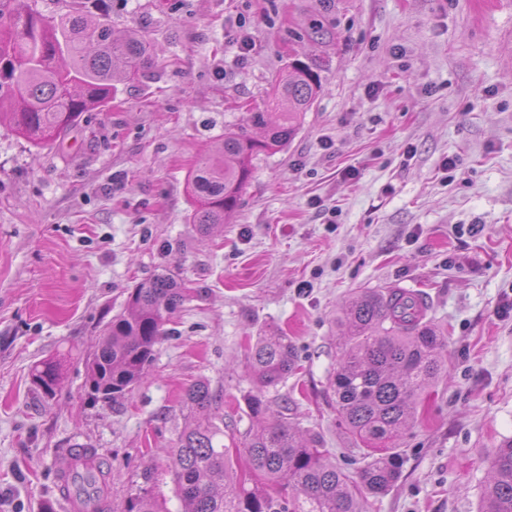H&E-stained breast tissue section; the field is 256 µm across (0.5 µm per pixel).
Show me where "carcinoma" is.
I'll return each mask as SVG.
<instances>
[{
    "instance_id": "obj_1",
    "label": "carcinoma",
    "mask_w": 512,
    "mask_h": 512,
    "mask_svg": "<svg viewBox=\"0 0 512 512\" xmlns=\"http://www.w3.org/2000/svg\"><path fill=\"white\" fill-rule=\"evenodd\" d=\"M157 50L136 32L116 36L107 14L75 10L59 19L43 15L35 0H0V118L39 146L65 138L86 112L112 103L118 84L146 77ZM321 90L315 63L298 59L271 83L264 109L249 126L227 127L187 178L194 199L191 223L208 236L236 212L254 159L296 136ZM187 288L158 274L128 292L124 309L105 326L87 362L85 385L95 400L116 402L146 374L164 326ZM419 293L368 288L352 295L337 319L342 353L331 385L336 414L364 446L366 463L353 476L336 467L323 438L274 415L265 393L296 374L292 340L277 331L257 337L248 356L256 393L246 398L249 428L224 445L218 395L206 380L184 391L189 414L168 449L181 512H366L369 495L385 494L404 458L399 438L416 417V404L448 373L446 338ZM36 388L56 396V363L32 369ZM123 512H166L146 485L128 497ZM478 512H512V439L492 458Z\"/></svg>"
}]
</instances>
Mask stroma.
Wrapping results in <instances>:
<instances>
[{
    "label": "stroma",
    "mask_w": 512,
    "mask_h": 512,
    "mask_svg": "<svg viewBox=\"0 0 512 512\" xmlns=\"http://www.w3.org/2000/svg\"><path fill=\"white\" fill-rule=\"evenodd\" d=\"M56 17L108 12L157 48L65 139L35 146L0 124V512H69L55 485L76 444L110 469L112 512L151 482L177 512L172 447L185 388L205 379L225 432L245 431L250 342L277 328L300 370L273 409L319 433L337 467L361 452L336 414V317L362 288L424 292L448 334V376L418 407L405 463L367 512H477L512 438V0H36ZM322 90L294 139L260 154L228 224L199 234L187 176L272 78L309 53ZM251 50H241L242 41ZM457 157L453 176L442 164ZM191 296L146 376L91 403L85 361L137 282ZM62 370L41 398L35 363Z\"/></svg>",
    "instance_id": "35a3bbf8"
}]
</instances>
